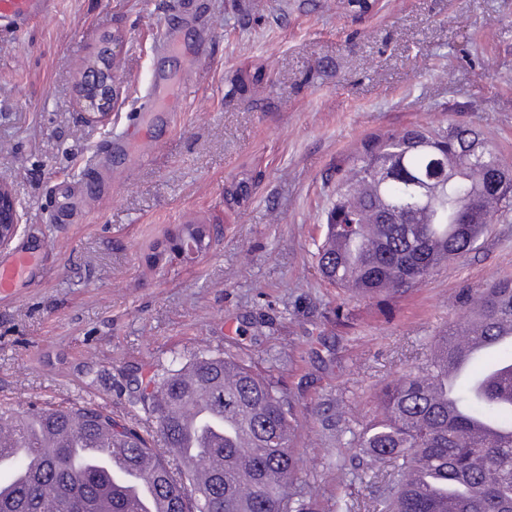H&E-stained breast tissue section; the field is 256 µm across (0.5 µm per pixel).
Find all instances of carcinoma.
<instances>
[{
    "mask_svg": "<svg viewBox=\"0 0 512 512\" xmlns=\"http://www.w3.org/2000/svg\"><path fill=\"white\" fill-rule=\"evenodd\" d=\"M512 210V166L473 125L373 133L357 146L351 175L336 182L315 258L331 285L362 299L400 295L448 260L474 250L489 222ZM469 320L433 337L418 368L386 385L380 409L354 436L369 459L381 512H512V346L495 367L455 387L462 415L448 412V364L465 356L456 337H492L512 322V279L469 294ZM155 423L165 450L136 422L100 405L20 410L0 403V448H25L40 477L0 512H148L106 470L74 461L77 448H111L150 464L168 512H317L294 487V412L287 394L244 361L193 355L150 374L132 401ZM206 417L188 430L186 418ZM236 453L238 464L201 489L199 471Z\"/></svg>",
    "mask_w": 512,
    "mask_h": 512,
    "instance_id": "carcinoma-1",
    "label": "carcinoma"
}]
</instances>
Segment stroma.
Listing matches in <instances>:
<instances>
[{
    "label": "stroma",
    "mask_w": 512,
    "mask_h": 512,
    "mask_svg": "<svg viewBox=\"0 0 512 512\" xmlns=\"http://www.w3.org/2000/svg\"><path fill=\"white\" fill-rule=\"evenodd\" d=\"M163 26L177 41L166 54ZM117 28L125 102L90 125L75 83ZM183 85L176 112H139L147 90ZM133 120L127 153L87 181L85 158ZM461 123L512 164V0H56L0 31V178L25 214L16 241L36 259L0 299V401L123 418L149 372L227 352L294 405L297 483L320 512H336L348 482L351 512H374L353 438L379 388L470 317L464 294L512 278V213L383 301L324 281L315 243L361 139ZM187 222L219 225L207 256L150 266L151 247Z\"/></svg>",
    "instance_id": "obj_1"
}]
</instances>
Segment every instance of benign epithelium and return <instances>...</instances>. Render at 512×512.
<instances>
[{"instance_id":"1","label":"benign epithelium","mask_w":512,"mask_h":512,"mask_svg":"<svg viewBox=\"0 0 512 512\" xmlns=\"http://www.w3.org/2000/svg\"><path fill=\"white\" fill-rule=\"evenodd\" d=\"M124 42L120 32L112 34L93 53L78 82V106L82 118L89 123L104 124L112 112L122 105L120 83L115 76V60ZM24 215L7 182L0 181V249L11 244L17 236ZM205 224H193L184 230L174 253L184 260H195L206 253L204 238L198 229Z\"/></svg>"}]
</instances>
